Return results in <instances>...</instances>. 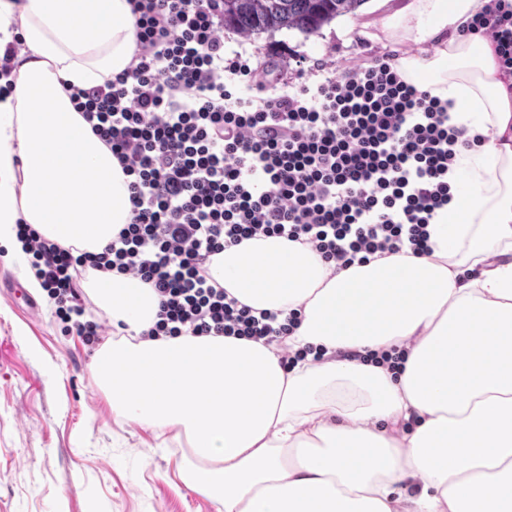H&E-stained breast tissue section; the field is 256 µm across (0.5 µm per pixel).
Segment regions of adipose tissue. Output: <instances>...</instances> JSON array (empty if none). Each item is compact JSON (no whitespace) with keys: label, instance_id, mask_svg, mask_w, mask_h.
Wrapping results in <instances>:
<instances>
[{"label":"adipose tissue","instance_id":"1","mask_svg":"<svg viewBox=\"0 0 512 512\" xmlns=\"http://www.w3.org/2000/svg\"><path fill=\"white\" fill-rule=\"evenodd\" d=\"M486 0H409L383 25L403 77L451 100L478 139L448 175L466 187L428 226L431 254L377 253L346 269L309 244L260 237L214 255L211 277L253 310L300 311L286 348L225 336L143 338L158 299L128 274L89 273L116 330L91 373L113 413L184 435L179 476L221 512H512V92L493 45L449 33ZM0 244L17 227L97 252L132 218L130 176L68 85L123 72L129 0H0ZM325 349L284 368L285 353ZM406 351L401 374L363 362Z\"/></svg>","mask_w":512,"mask_h":512}]
</instances>
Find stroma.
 Wrapping results in <instances>:
<instances>
[{
	"label": "stroma",
	"mask_w": 512,
	"mask_h": 512,
	"mask_svg": "<svg viewBox=\"0 0 512 512\" xmlns=\"http://www.w3.org/2000/svg\"><path fill=\"white\" fill-rule=\"evenodd\" d=\"M408 0H366L358 17H340L317 35L281 31L244 37L224 32V52L245 53L257 73L277 62L325 59L337 69L394 49L383 23ZM28 269L0 246V512H217L187 489L176 468L187 446L130 425L112 411L90 372L97 346L66 334L46 291L35 311L11 297Z\"/></svg>",
	"instance_id": "obj_1"
}]
</instances>
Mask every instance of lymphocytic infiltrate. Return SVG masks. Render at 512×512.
Here are the masks:
<instances>
[{
  "instance_id": "lymphocytic-infiltrate-1",
  "label": "lymphocytic infiltrate",
  "mask_w": 512,
  "mask_h": 512,
  "mask_svg": "<svg viewBox=\"0 0 512 512\" xmlns=\"http://www.w3.org/2000/svg\"><path fill=\"white\" fill-rule=\"evenodd\" d=\"M138 49L128 67L70 98L130 183L133 217L101 252L64 248L19 227L35 277L84 343L88 270L154 288L146 335L237 336L282 345L300 314L228 297L207 265L242 240L281 236L346 268L377 253H430L428 225L455 196L448 175L470 147L448 103L400 74L397 52L335 72L297 60L298 82L255 80L224 55L223 0H132ZM494 43L512 77V0H488L458 25Z\"/></svg>"
}]
</instances>
